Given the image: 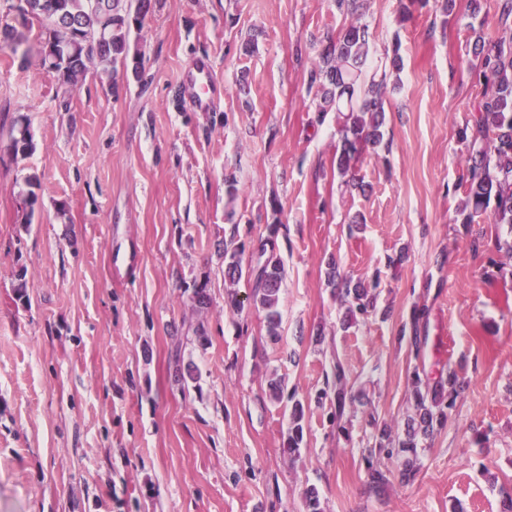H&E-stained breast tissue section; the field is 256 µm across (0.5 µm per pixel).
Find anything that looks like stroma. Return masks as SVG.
<instances>
[{"label":"stroma","instance_id":"35a3bbf8","mask_svg":"<svg viewBox=\"0 0 512 512\" xmlns=\"http://www.w3.org/2000/svg\"><path fill=\"white\" fill-rule=\"evenodd\" d=\"M453 10H446V3ZM351 15L336 0H152L130 47L140 70L91 68L66 89L0 48V512H501L512 485V227L457 223L483 76L473 52L512 39L498 0H366L359 21L387 73L389 150L336 174L340 123L317 109L309 72ZM209 59L224 96L188 103L185 74ZM27 115L34 150L12 155ZM36 178L38 203L22 195ZM277 228L280 338L228 286L224 245ZM375 284L379 312L343 328L326 271ZM24 292H17L18 279ZM205 286L208 309L191 295ZM428 309L414 354L401 329ZM341 361L361 403L351 435L315 401ZM192 366L194 379L176 380ZM450 367L464 392L424 441L415 479L382 459L372 489L369 416L404 435L413 371ZM282 377L305 405L297 459L283 451Z\"/></svg>","mask_w":512,"mask_h":512}]
</instances>
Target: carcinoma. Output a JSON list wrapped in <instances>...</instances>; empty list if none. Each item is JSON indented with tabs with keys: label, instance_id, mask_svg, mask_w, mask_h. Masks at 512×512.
Listing matches in <instances>:
<instances>
[{
	"label": "carcinoma",
	"instance_id": "cac0c4a2",
	"mask_svg": "<svg viewBox=\"0 0 512 512\" xmlns=\"http://www.w3.org/2000/svg\"><path fill=\"white\" fill-rule=\"evenodd\" d=\"M28 9L19 13L24 21L45 24L43 43L65 40L67 53L59 61L43 59L46 68H55L58 80L76 88L94 64L107 65L129 59V35L141 27L151 0H138L132 8L129 0H26ZM0 46L27 55L30 51L26 33L11 25L0 27ZM474 51L480 57L485 92L475 108L471 128L460 135L470 139L472 151L467 159V201L458 212L464 231H469L475 217L488 212L492 223L512 227V46L503 43L487 45L478 40ZM369 34L364 24L352 23L343 28L336 39L321 53L310 70L309 84L319 88L322 105L319 111L335 108L340 120L341 143L336 150V168L350 176L348 184L357 185L355 165L366 149L384 146L386 113L383 93L386 72L374 67L368 72ZM8 150L28 155L33 150L28 119L20 115L11 127ZM276 242L269 238L258 250L246 252L243 243L224 250L225 280L233 285L242 277L252 282V305L264 312L267 333L278 338L281 323L280 300L284 271L275 255ZM346 305L348 323L366 317L376 310L377 296L364 283L343 280L339 289ZM428 311L416 306L410 315L409 340L415 355H420L426 337ZM462 383L456 371L439 374L432 382L423 380L415 371L411 377L410 401L413 416L409 418L404 437L371 418L373 446L365 456L369 480L377 488L386 482V472L374 463L376 455L395 458L401 467V478H413L419 471L421 442L430 439L445 424L448 410L456 405ZM349 378L344 365L337 361L331 374L325 376L324 387L317 400L333 397L331 422L346 431L342 421L348 420ZM304 406L292 404L286 441L290 455L300 452L304 439Z\"/></svg>",
	"mask_w": 512,
	"mask_h": 512
}]
</instances>
